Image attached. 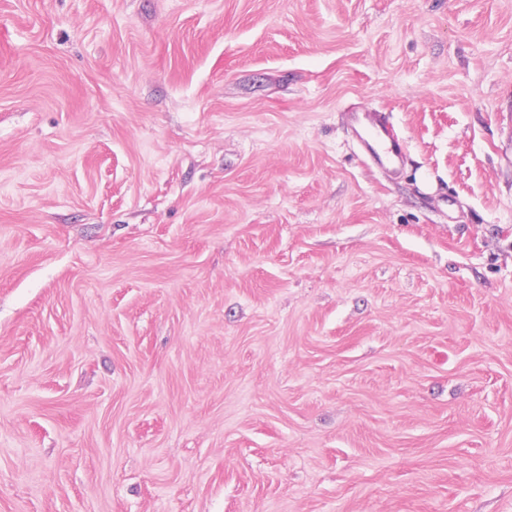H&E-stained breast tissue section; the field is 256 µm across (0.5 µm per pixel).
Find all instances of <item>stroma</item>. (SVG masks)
Returning <instances> with one entry per match:
<instances>
[{
    "instance_id": "1",
    "label": "stroma",
    "mask_w": 512,
    "mask_h": 512,
    "mask_svg": "<svg viewBox=\"0 0 512 512\" xmlns=\"http://www.w3.org/2000/svg\"><path fill=\"white\" fill-rule=\"evenodd\" d=\"M0 512H512V0H0ZM363 141L366 151L382 165H397L405 155L404 141L394 136L383 113L376 114L370 134Z\"/></svg>"
}]
</instances>
